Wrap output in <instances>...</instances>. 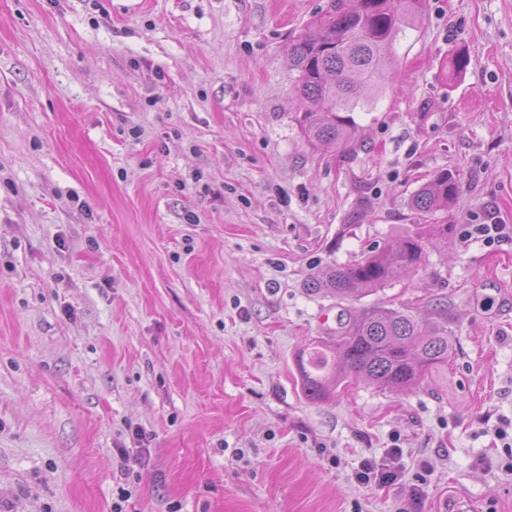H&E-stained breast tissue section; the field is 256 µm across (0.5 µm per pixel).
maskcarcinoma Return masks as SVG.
<instances>
[{
  "label": "carcinoma",
  "instance_id": "1",
  "mask_svg": "<svg viewBox=\"0 0 512 512\" xmlns=\"http://www.w3.org/2000/svg\"><path fill=\"white\" fill-rule=\"evenodd\" d=\"M336 1L341 13L316 35L294 39L288 53L297 73L296 121L304 137L313 146L345 149L357 130L352 112L363 108L366 93L382 92L393 45L406 29L415 27L425 0H331ZM459 189L455 177L442 170L412 194L410 206L422 216L446 211ZM448 230L446 224H420L357 262L321 268L305 288L342 300L374 294L398 271L419 267L426 257L424 240L446 241ZM452 355L444 303H439L435 320L427 322L414 307L378 302L340 324L331 340L320 341L299 356L301 388L309 400L321 401L354 376L398 393L448 367Z\"/></svg>",
  "mask_w": 512,
  "mask_h": 512
}]
</instances>
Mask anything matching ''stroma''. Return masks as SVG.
I'll use <instances>...</instances> for the list:
<instances>
[{
    "mask_svg": "<svg viewBox=\"0 0 512 512\" xmlns=\"http://www.w3.org/2000/svg\"><path fill=\"white\" fill-rule=\"evenodd\" d=\"M328 3L0 0V512H512V244L463 236L512 226V0H426L344 151L294 119L288 47ZM442 170L417 271L305 290L413 230ZM439 300L447 371L304 396L342 312ZM459 189L460 186L455 177L448 171L442 170L412 194L410 206L422 216L446 211L457 198ZM465 231L467 239H482L490 244L512 241L506 224H468Z\"/></svg>",
    "mask_w": 512,
    "mask_h": 512,
    "instance_id": "1",
    "label": "stroma"
}]
</instances>
